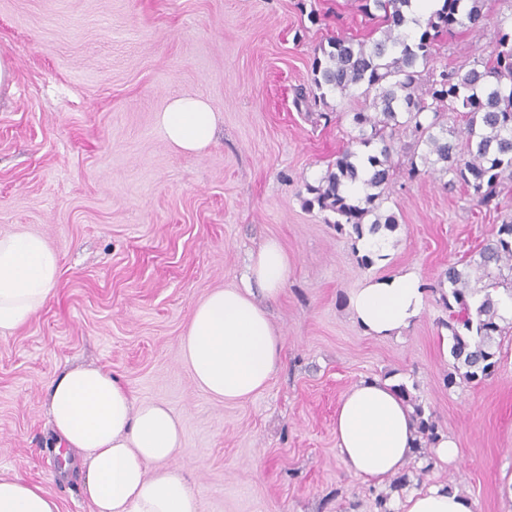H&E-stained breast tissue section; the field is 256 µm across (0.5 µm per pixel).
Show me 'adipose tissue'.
<instances>
[{
	"label": "adipose tissue",
	"instance_id": "adipose-tissue-1",
	"mask_svg": "<svg viewBox=\"0 0 512 512\" xmlns=\"http://www.w3.org/2000/svg\"><path fill=\"white\" fill-rule=\"evenodd\" d=\"M157 122L177 150L199 153L213 140L216 117L200 96L171 99ZM286 251L274 240L253 253L246 282L221 288L199 302L181 340L197 385L214 398L240 402L262 391L281 362L283 341L261 298L279 296L288 279ZM60 277L57 253L34 233L0 235V332L16 329L52 298ZM415 271L373 277L354 291L350 310L372 336L397 335L424 308ZM48 413L58 445L87 467L92 512H199L182 470V419L161 402H135L98 367H75L46 384ZM336 449L344 469L380 485L410 461L417 437L412 410L395 383L363 380L342 398L335 419ZM394 512H475L472 499L434 485L408 489ZM0 512H60L56 499L20 476H0Z\"/></svg>",
	"mask_w": 512,
	"mask_h": 512
}]
</instances>
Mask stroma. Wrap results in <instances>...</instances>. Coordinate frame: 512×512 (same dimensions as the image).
Here are the masks:
<instances>
[{
    "mask_svg": "<svg viewBox=\"0 0 512 512\" xmlns=\"http://www.w3.org/2000/svg\"><path fill=\"white\" fill-rule=\"evenodd\" d=\"M483 13L480 29L443 38L434 68H470L512 30V0H486ZM372 30L353 0H0V57L15 73L0 98V235H42L61 263L53 301L0 333L1 473L43 486L61 512H90L85 467L53 448L45 383L91 365L181 417L174 463L200 512H379L334 433L344 394L376 378L406 385L462 450L432 469L412 458L411 487L443 483L477 512H512V335L494 345L492 376L450 379L439 300L448 265L465 267L512 215V182L496 213L448 174L399 178L382 207L397 219L384 261H365L351 230L307 204L365 102L329 94L343 118L324 125L296 91L312 90L329 38ZM180 96L215 113L201 153L176 151L156 124ZM270 239L289 259L267 305L283 361L262 392L225 402L197 386L181 339L195 306L241 286ZM406 270L425 285L421 315L400 335L366 334L350 294Z\"/></svg>",
    "mask_w": 512,
    "mask_h": 512,
    "instance_id": "stroma-1",
    "label": "stroma"
}]
</instances>
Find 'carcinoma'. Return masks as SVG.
<instances>
[{"instance_id": "carcinoma-1", "label": "carcinoma", "mask_w": 512, "mask_h": 512, "mask_svg": "<svg viewBox=\"0 0 512 512\" xmlns=\"http://www.w3.org/2000/svg\"><path fill=\"white\" fill-rule=\"evenodd\" d=\"M485 0H442V6L428 17L417 35L407 28L406 9L411 0H357V11L376 23L380 37L366 43H354L336 37L321 49L313 67L311 106L318 117L329 93L350 90L372 97V111L353 113L359 134L352 142L374 153L367 156L371 167L363 171L357 164L358 153L346 149L327 170L321 184L308 186L313 198L309 206H318L336 216L338 231L351 227L360 237L363 230L376 234L394 228V216L378 214L385 192L399 175L416 178L440 169L451 175L447 185H461L481 207L500 206V186L512 179V34L501 33L489 59L476 61L468 70L443 67L431 71L424 90L419 66H428L437 52L441 36L456 29L474 30L483 20ZM457 112L463 127L448 132L443 114ZM410 132L414 137L409 167L393 161L396 136ZM362 182L367 193L361 198L349 196L345 188ZM478 279H486L485 295L473 308L471 273L456 265L448 266L445 278L448 290L440 299L448 309L446 329L450 332V354L455 369H464L462 377L470 382L489 377L497 363L494 336L512 329V318L500 312L493 292L503 289L512 298V221L498 227L487 239L474 262ZM401 394L418 420V447L428 448L438 439L433 414L413 402L409 390L400 385Z\"/></svg>"}]
</instances>
